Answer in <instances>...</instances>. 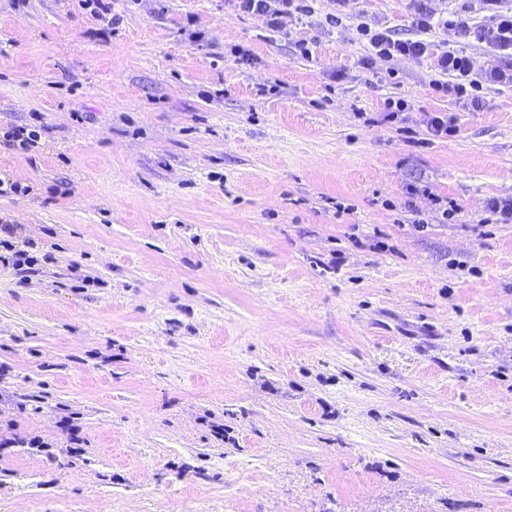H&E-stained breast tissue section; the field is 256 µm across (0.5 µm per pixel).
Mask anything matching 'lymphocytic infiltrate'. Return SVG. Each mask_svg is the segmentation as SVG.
<instances>
[{
    "label": "lymphocytic infiltrate",
    "mask_w": 512,
    "mask_h": 512,
    "mask_svg": "<svg viewBox=\"0 0 512 512\" xmlns=\"http://www.w3.org/2000/svg\"><path fill=\"white\" fill-rule=\"evenodd\" d=\"M237 11L261 17L267 27L285 30L296 15L311 13V0H232ZM484 9L491 13L488 24L470 27L465 21L436 15L424 0H416L412 26L415 37L397 38L392 27L380 22H363L357 25V33L367 40L373 54L388 62L397 57L419 58L432 53L430 34L437 29H453L463 36H471L486 43L493 53L512 57V8L502 9L501 0H480ZM435 54V53H432ZM439 74L445 75L443 91L464 95L467 91H479L482 85L512 86V67L491 65L474 72L471 59L455 50L435 54Z\"/></svg>",
    "instance_id": "lymphocytic-infiltrate-1"
}]
</instances>
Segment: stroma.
Here are the masks:
<instances>
[{
  "mask_svg": "<svg viewBox=\"0 0 512 512\" xmlns=\"http://www.w3.org/2000/svg\"><path fill=\"white\" fill-rule=\"evenodd\" d=\"M333 9L0 0V133L48 125L0 148L38 256L0 263V512H512V87L366 66ZM237 11L261 17L267 27L283 31L296 14L306 15L313 10L314 0H229ZM41 115H35L33 120L39 124L10 127L3 135L5 146L28 150L35 147L42 133L45 131V124L41 121Z\"/></svg>",
  "mask_w": 512,
  "mask_h": 512,
  "instance_id": "obj_1",
  "label": "stroma"
}]
</instances>
